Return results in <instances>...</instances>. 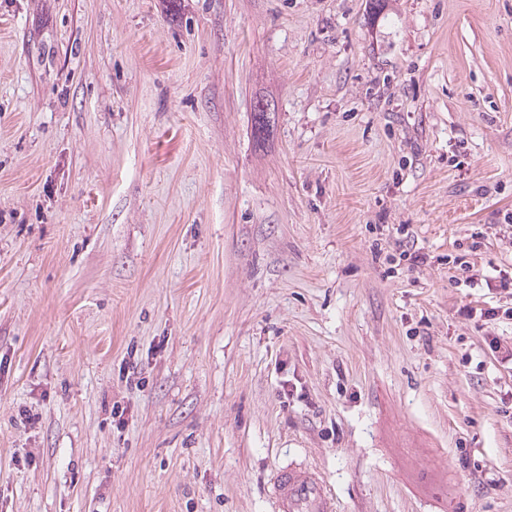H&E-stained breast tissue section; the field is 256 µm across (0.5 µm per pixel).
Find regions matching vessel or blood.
Returning a JSON list of instances; mask_svg holds the SVG:
<instances>
[{
    "mask_svg": "<svg viewBox=\"0 0 512 512\" xmlns=\"http://www.w3.org/2000/svg\"><path fill=\"white\" fill-rule=\"evenodd\" d=\"M272 495L279 512H335L336 504L312 473L294 467L278 470Z\"/></svg>",
    "mask_w": 512,
    "mask_h": 512,
    "instance_id": "b4317fda",
    "label": "vessel or blood"
}]
</instances>
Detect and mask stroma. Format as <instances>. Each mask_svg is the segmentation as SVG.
Returning a JSON list of instances; mask_svg holds the SVG:
<instances>
[{
    "instance_id": "obj_1",
    "label": "stroma",
    "mask_w": 512,
    "mask_h": 512,
    "mask_svg": "<svg viewBox=\"0 0 512 512\" xmlns=\"http://www.w3.org/2000/svg\"><path fill=\"white\" fill-rule=\"evenodd\" d=\"M510 212L512 0H0V512H512ZM272 106L273 112H267L263 107ZM276 109V110H275ZM278 109L273 101L265 98H257L251 105L252 134L254 140L259 143L266 139L274 126ZM272 495L278 512H334L336 504L324 484L312 473L294 467L278 470Z\"/></svg>"
}]
</instances>
